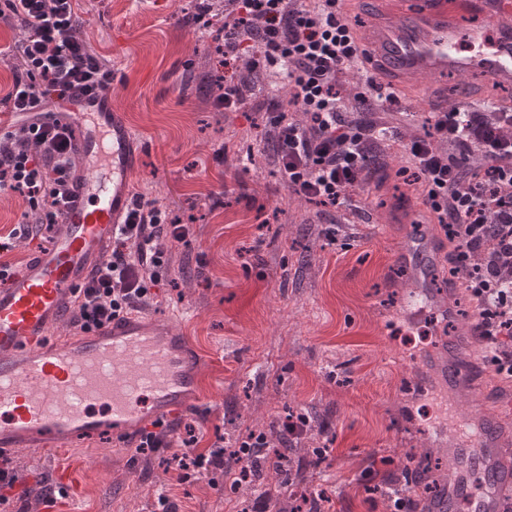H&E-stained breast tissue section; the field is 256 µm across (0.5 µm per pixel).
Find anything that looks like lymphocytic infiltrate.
<instances>
[{
	"label": "lymphocytic infiltrate",
	"mask_w": 512,
	"mask_h": 512,
	"mask_svg": "<svg viewBox=\"0 0 512 512\" xmlns=\"http://www.w3.org/2000/svg\"><path fill=\"white\" fill-rule=\"evenodd\" d=\"M234 15L224 23L218 52L224 91L217 110L244 104L238 61L255 70L279 68L286 97L271 100L267 122L278 133L275 161L290 192L335 208L372 181L369 159L389 146L385 125L361 121L365 93L348 92L344 71L359 63L357 37L338 0H228ZM79 0H0V15L20 21L26 36L12 48L16 72L4 99L12 112H51L89 91L107 86L112 71L76 37ZM430 135L401 145L404 173L420 185V203L452 246L449 262L466 271L463 286L483 338V362L512 386V113L472 112L451 106L429 118ZM77 172L69 124L34 121L0 132V190L19 193L30 219L0 235V256L14 239L32 238L58 224ZM190 249L186 225L169 220L155 201L135 195L112 252L81 289L72 325L84 333L152 307L159 296L162 243ZM309 420L294 413L276 421L282 440L249 432L238 450L198 452L197 436L173 442L167 433H143L140 448H167L168 470L204 477L222 470L225 480L261 481L284 448L305 435Z\"/></svg>",
	"instance_id": "1"
}]
</instances>
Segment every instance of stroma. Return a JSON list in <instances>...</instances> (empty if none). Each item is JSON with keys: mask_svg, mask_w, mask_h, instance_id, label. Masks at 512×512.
Returning a JSON list of instances; mask_svg holds the SVG:
<instances>
[{"mask_svg": "<svg viewBox=\"0 0 512 512\" xmlns=\"http://www.w3.org/2000/svg\"><path fill=\"white\" fill-rule=\"evenodd\" d=\"M196 0H81L82 37L112 68V108L136 134L134 192L185 224L191 253L171 248L186 272L160 288L149 316L173 325L204 356L199 396L169 425L193 423L207 450L289 411L319 413L329 453L298 472L326 499L323 512H386L379 491L412 448L442 421L440 388L410 391L412 362L434 353L459 316L429 312L409 325L397 315L412 284L396 261L412 226L429 227L440 257L448 243L427 224L407 187L388 174L337 208L328 240L317 206L294 197L263 152L259 97L220 112L198 59L214 56L217 25L194 22ZM166 450H118L109 434L65 447L19 448L11 466L30 494L0 512H158L165 484L178 512H243L237 495H217L207 478L178 482ZM67 466L69 493L45 505Z\"/></svg>", "mask_w": 512, "mask_h": 512, "instance_id": "stroma-1", "label": "stroma"}]
</instances>
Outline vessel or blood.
I'll return each mask as SVG.
<instances>
[{
	"label": "vessel or blood",
	"instance_id": "obj_1",
	"mask_svg": "<svg viewBox=\"0 0 512 512\" xmlns=\"http://www.w3.org/2000/svg\"><path fill=\"white\" fill-rule=\"evenodd\" d=\"M375 14L362 33L366 68L433 96L426 78L476 77L498 99L512 87V0H371ZM83 164L62 231L25 268L0 281V455L18 448H61L76 437L111 430L128 446L137 428L165 421L196 394L204 359L184 336L147 316L128 315L78 338L53 327L112 251L133 202L138 167L135 134L112 109V90L83 98L64 113ZM417 287L399 315L418 323L436 300L438 258L427 237L407 239L398 253ZM477 334L439 344L411 382L424 389L437 376L455 399L434 438L448 478L418 512H512V450L502 447L498 421L475 385L470 351Z\"/></svg>",
	"mask_w": 512,
	"mask_h": 512
}]
</instances>
